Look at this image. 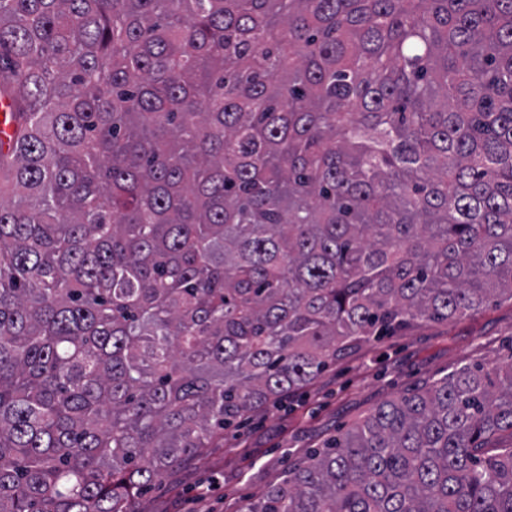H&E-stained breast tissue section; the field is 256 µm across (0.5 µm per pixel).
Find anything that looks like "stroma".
<instances>
[{
    "label": "stroma",
    "mask_w": 512,
    "mask_h": 512,
    "mask_svg": "<svg viewBox=\"0 0 512 512\" xmlns=\"http://www.w3.org/2000/svg\"><path fill=\"white\" fill-rule=\"evenodd\" d=\"M512 358V301L444 324L362 344L311 385L226 429L217 447L174 469L134 500V512H187L201 483L215 486L207 512H246L295 460L377 404L477 362Z\"/></svg>",
    "instance_id": "obj_1"
}]
</instances>
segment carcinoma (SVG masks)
I'll return each mask as SVG.
<instances>
[{
	"mask_svg": "<svg viewBox=\"0 0 512 512\" xmlns=\"http://www.w3.org/2000/svg\"><path fill=\"white\" fill-rule=\"evenodd\" d=\"M0 512L139 490L359 342L512 300V0H0ZM512 361L247 512H512Z\"/></svg>",
	"mask_w": 512,
	"mask_h": 512,
	"instance_id": "1",
	"label": "carcinoma"
}]
</instances>
